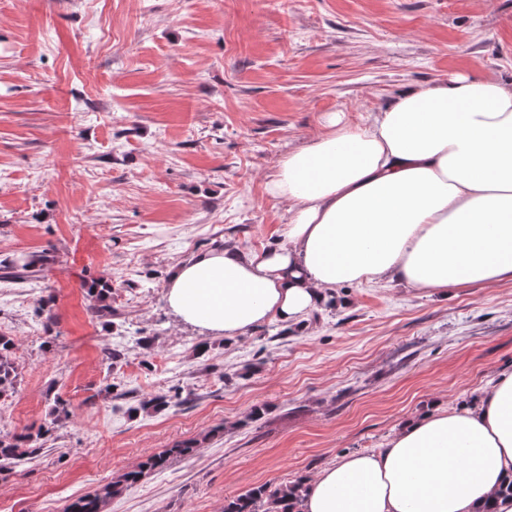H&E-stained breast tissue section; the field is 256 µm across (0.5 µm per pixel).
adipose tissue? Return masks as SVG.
I'll use <instances>...</instances> for the list:
<instances>
[{
  "instance_id": "adipose-tissue-1",
  "label": "adipose tissue",
  "mask_w": 512,
  "mask_h": 512,
  "mask_svg": "<svg viewBox=\"0 0 512 512\" xmlns=\"http://www.w3.org/2000/svg\"><path fill=\"white\" fill-rule=\"evenodd\" d=\"M285 242L177 264L166 303L212 337L300 324L341 287L512 282V80L457 76L408 89L283 156ZM512 373L471 408L404 421L384 447L307 481L301 512H512Z\"/></svg>"
}]
</instances>
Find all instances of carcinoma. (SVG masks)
Instances as JSON below:
<instances>
[{"label":"carcinoma","instance_id":"cac0c4a2","mask_svg":"<svg viewBox=\"0 0 512 512\" xmlns=\"http://www.w3.org/2000/svg\"><path fill=\"white\" fill-rule=\"evenodd\" d=\"M94 302L93 310L103 311L102 302L112 294V286L97 281L88 289ZM19 367L15 357L12 338L0 334V400L12 396L16 391ZM72 415L66 407L50 415V419L38 428L36 435H0V473L12 466L33 459L42 451V441L50 437L58 423ZM200 440L190 439L152 454L139 466L119 475L98 492L72 501L66 512H104L105 505L114 497L135 485L146 473L165 469L174 457H188L195 453ZM304 489V480L297 479L288 484L270 489L261 485L247 492L224 500L222 512H298L297 504Z\"/></svg>","mask_w":512,"mask_h":512}]
</instances>
